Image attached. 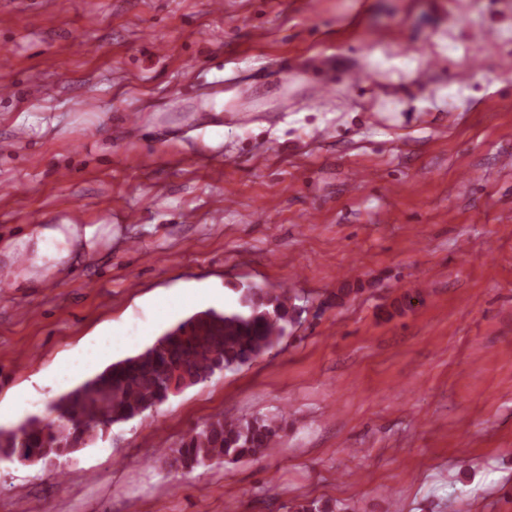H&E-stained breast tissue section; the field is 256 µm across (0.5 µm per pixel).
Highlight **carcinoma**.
<instances>
[{
  "label": "carcinoma",
  "mask_w": 512,
  "mask_h": 512,
  "mask_svg": "<svg viewBox=\"0 0 512 512\" xmlns=\"http://www.w3.org/2000/svg\"><path fill=\"white\" fill-rule=\"evenodd\" d=\"M296 296L283 288L240 289L233 309L198 311L165 331L144 350L116 361L53 400L46 423L37 416L22 433L0 429V455L12 461L39 454L59 458L92 444L105 426L136 418L168 401L175 375L195 386L238 369L287 335ZM286 421L217 417L182 439L174 461L184 468L259 458L272 452Z\"/></svg>",
  "instance_id": "1"
}]
</instances>
